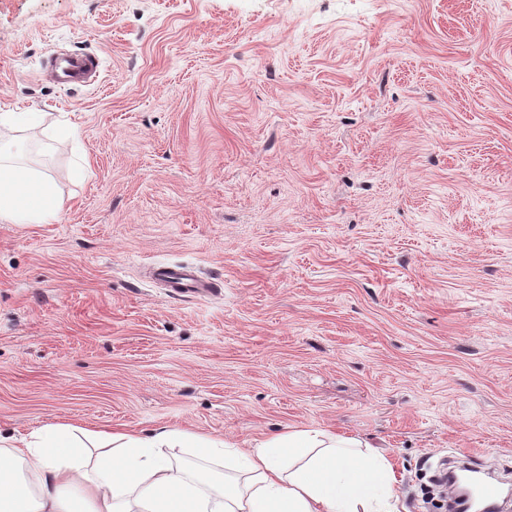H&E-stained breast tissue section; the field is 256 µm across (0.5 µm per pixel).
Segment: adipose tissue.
Masks as SVG:
<instances>
[{"instance_id":"ef3b65f1","label":"adipose tissue","mask_w":512,"mask_h":512,"mask_svg":"<svg viewBox=\"0 0 512 512\" xmlns=\"http://www.w3.org/2000/svg\"><path fill=\"white\" fill-rule=\"evenodd\" d=\"M0 146V223L46 224L55 183ZM190 449L193 463L170 451ZM226 463L227 473L211 470ZM388 459L350 435L292 429L241 448L179 429L150 434L47 424L0 434V512H391Z\"/></svg>"}]
</instances>
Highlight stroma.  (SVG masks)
<instances>
[{
    "mask_svg": "<svg viewBox=\"0 0 512 512\" xmlns=\"http://www.w3.org/2000/svg\"><path fill=\"white\" fill-rule=\"evenodd\" d=\"M7 111L64 205L0 223L1 432L353 435L397 512L512 480V0H0ZM98 67L99 60L94 54L74 53L57 67L56 80L62 85L79 84L90 71H96ZM155 281L162 282L175 296L183 294H212L221 288V283L201 278L188 266L158 265L152 268Z\"/></svg>",
    "mask_w": 512,
    "mask_h": 512,
    "instance_id": "obj_1",
    "label": "stroma"
}]
</instances>
